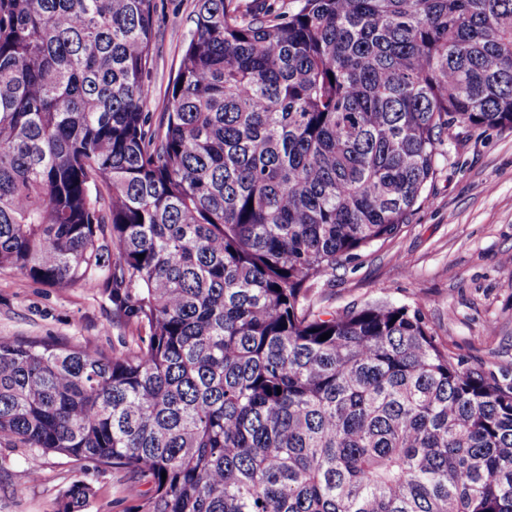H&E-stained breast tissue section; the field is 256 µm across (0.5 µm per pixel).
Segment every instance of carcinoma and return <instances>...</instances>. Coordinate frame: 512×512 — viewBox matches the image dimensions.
Here are the masks:
<instances>
[{"mask_svg": "<svg viewBox=\"0 0 512 512\" xmlns=\"http://www.w3.org/2000/svg\"><path fill=\"white\" fill-rule=\"evenodd\" d=\"M156 8L0 0V268L138 332L0 336V440L148 486L127 512H512V381L418 306L311 304L445 139L512 128V0H195L158 115Z\"/></svg>", "mask_w": 512, "mask_h": 512, "instance_id": "carcinoma-1", "label": "carcinoma"}]
</instances>
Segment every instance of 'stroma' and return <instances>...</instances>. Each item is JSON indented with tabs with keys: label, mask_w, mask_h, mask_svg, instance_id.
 Returning a JSON list of instances; mask_svg holds the SVG:
<instances>
[{
	"label": "stroma",
	"mask_w": 512,
	"mask_h": 512,
	"mask_svg": "<svg viewBox=\"0 0 512 512\" xmlns=\"http://www.w3.org/2000/svg\"><path fill=\"white\" fill-rule=\"evenodd\" d=\"M156 4L146 109L158 113L167 106L195 2ZM447 151L411 222L337 265L313 304L339 311L367 303L419 305L431 333L456 357L512 377V129L476 131ZM135 334L113 316L105 286L52 288L0 268V336L88 341L109 353ZM30 457L22 446L0 443V512H53L77 480L96 491L86 512H124L132 502L119 475L49 454L35 480Z\"/></svg>",
	"instance_id": "1"
}]
</instances>
